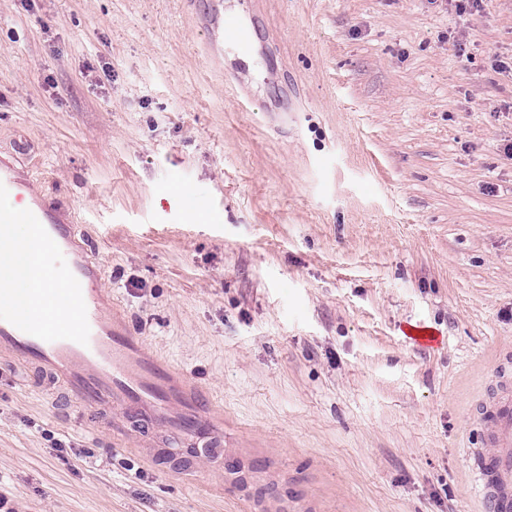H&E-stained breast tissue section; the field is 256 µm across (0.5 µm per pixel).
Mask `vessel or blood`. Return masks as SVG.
I'll list each match as a JSON object with an SVG mask.
<instances>
[{"label":"vessel or blood","mask_w":512,"mask_h":512,"mask_svg":"<svg viewBox=\"0 0 512 512\" xmlns=\"http://www.w3.org/2000/svg\"><path fill=\"white\" fill-rule=\"evenodd\" d=\"M207 36L215 43H238L244 30L216 15ZM24 184L21 169L0 164V242L9 246L0 253V264L10 265L14 248L63 253L64 271H48L45 279L56 284L60 304L73 317L54 322L27 315L11 289L1 288L0 357L45 372L83 407L128 406L149 421L181 431L189 447L222 450L224 431L211 423L198 393L175 383L168 365L104 307L96 288L100 267L77 248L71 225L53 223L52 213L42 206L23 204ZM15 224L29 225L27 239L14 238ZM478 411L486 431L475 453L477 494L488 512H512V360L501 361L498 380Z\"/></svg>","instance_id":"1"}]
</instances>
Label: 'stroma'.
<instances>
[{
  "label": "stroma",
  "instance_id": "stroma-1",
  "mask_svg": "<svg viewBox=\"0 0 512 512\" xmlns=\"http://www.w3.org/2000/svg\"><path fill=\"white\" fill-rule=\"evenodd\" d=\"M219 2L245 46L211 49ZM508 143L512 0H0V157L224 426L191 455L0 359V498L487 512L469 451L512 354Z\"/></svg>",
  "mask_w": 512,
  "mask_h": 512
}]
</instances>
